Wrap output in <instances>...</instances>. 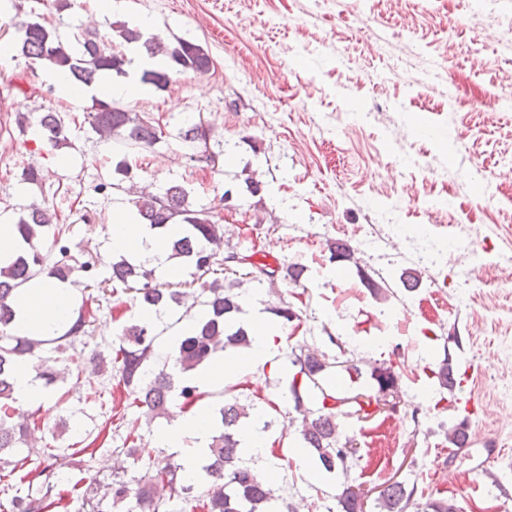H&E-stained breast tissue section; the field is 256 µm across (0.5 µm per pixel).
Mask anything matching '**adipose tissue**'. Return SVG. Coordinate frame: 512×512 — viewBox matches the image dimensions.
<instances>
[{"label":"adipose tissue","mask_w":512,"mask_h":512,"mask_svg":"<svg viewBox=\"0 0 512 512\" xmlns=\"http://www.w3.org/2000/svg\"><path fill=\"white\" fill-rule=\"evenodd\" d=\"M112 249L135 262H146L158 267L165 275H172L174 266L169 260L165 239L149 225L139 224L129 217L118 216L110 228ZM72 313L70 291L66 284L47 281L30 285L15 306V324L28 335H40L64 323ZM245 327L252 339L247 356H215L191 381L199 389L223 385L227 374L243 368L266 363L273 355V342L278 337V327L264 313L252 309L245 317ZM212 432V412L201 403L179 414L159 430L163 443L179 449L191 445L182 463L188 478L202 477L208 444Z\"/></svg>","instance_id":"1"}]
</instances>
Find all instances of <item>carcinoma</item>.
Segmentation results:
<instances>
[{"label": "carcinoma", "instance_id": "carcinoma-1", "mask_svg": "<svg viewBox=\"0 0 512 512\" xmlns=\"http://www.w3.org/2000/svg\"><path fill=\"white\" fill-rule=\"evenodd\" d=\"M15 28L16 51L62 72L74 86L96 85L113 74L128 76L132 59L92 37L75 48L63 42L37 15L19 21ZM112 30L126 44L143 43L149 57L160 56L170 66L205 74L213 65L209 53L190 40L177 37L170 44L157 36L144 40L139 29L125 22L113 23ZM169 80L165 69L143 73L144 83L160 89ZM95 103L90 126L100 137L122 144L126 152L151 148L160 142L155 126L139 113L114 100L97 99ZM36 122L42 139L50 147L61 150L71 146L60 113L43 112ZM210 134L209 126L198 116L181 123L177 138L187 148L190 160L217 166L219 154L209 148ZM113 174L117 176V188L133 181L127 157L116 161ZM189 197L182 184L172 181L156 193L141 191L132 199L138 220L159 234H168L169 227L175 224L182 228L181 233L168 238L170 258L178 267L189 269V279L176 283L162 280L155 269L134 263L123 255L113 258L107 276L99 279L94 274V262L71 255L61 230L54 236L50 250L36 248L34 241L46 235L57 220L50 207L33 202L20 213L14 227L26 248L15 258L0 263V471L12 465L11 452L25 443L34 416L14 406L13 373L18 360L33 363L37 377L46 386L57 383L60 364L68 375L74 374L79 380L86 372L94 373L86 363L104 371L111 363L118 384L133 395V404L147 409L154 417L172 419L173 392H178L184 406L202 396L181 375L193 371L218 352L250 346L249 333L237 319L243 313L244 301L239 287L245 280L261 284L265 278L272 285L277 270L253 261L254 250L240 252L234 247L225 248L224 225L217 223L208 209L194 207ZM54 251L61 259H51ZM76 271L87 274L88 281L104 296L120 289L134 292L139 308L171 317L172 322L165 328H173L188 319L193 322L191 330L181 336L166 361L156 365L153 363L155 345L162 330L145 318L122 325L110 359L97 351L87 357L68 353L76 340L90 336L91 321L81 308L72 325L59 335L31 338L15 329L14 304L25 286L37 279L69 284ZM291 365L294 371L288 392L294 410L300 415L296 429L300 442L317 455L326 472L348 471L354 452L348 448L350 439L344 436L338 418L366 419L373 415L372 405L397 398L400 373L392 363L375 360L368 363L367 371L375 393L339 397L323 385L329 369H340L353 383L364 374L358 360L347 356L345 350H340V357L333 359L323 352L294 353ZM430 373L440 388L454 390L450 382L454 370L449 359L440 361ZM252 409L254 405L233 396L214 410L213 435L202 466L204 476L197 482L185 476L183 463L172 453L167 455L163 466L156 469L149 466L139 477L128 480L115 476L105 481L87 476L90 460L79 450L70 453L64 448L57 454L37 451L34 466L20 476V481L27 484V492L13 495L7 508L0 502V512H46L62 469L73 477L79 476L76 483L83 484L80 499L89 512H195L198 508L205 512H295L291 504L275 496L269 478L242 458L241 433ZM416 493L415 484L392 482L379 492L375 508L379 512H406ZM336 508L338 512H364V502L353 485L345 484L336 495Z\"/></svg>", "mask_w": 512, "mask_h": 512}]
</instances>
